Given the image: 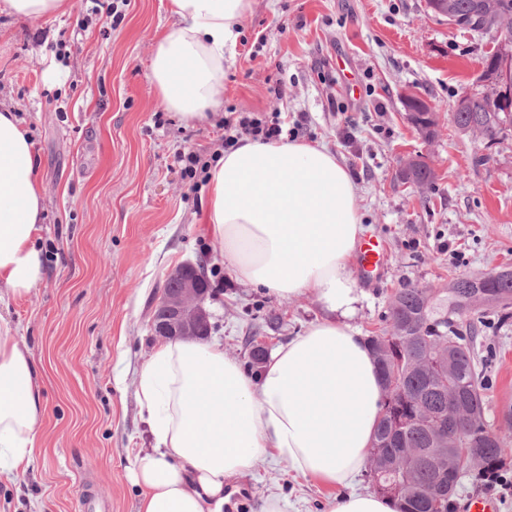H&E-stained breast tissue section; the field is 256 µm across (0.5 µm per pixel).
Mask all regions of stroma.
<instances>
[{"mask_svg":"<svg viewBox=\"0 0 512 512\" xmlns=\"http://www.w3.org/2000/svg\"><path fill=\"white\" fill-rule=\"evenodd\" d=\"M170 21L167 0H130L116 23L96 0L35 21L0 13V96L34 143L45 198L44 276L23 300L0 304V317L39 360L46 402L32 468L0 477V512H82L88 494L136 512L132 463L154 446L138 373L159 341L153 304L178 266L209 272L211 338L242 365L250 334L273 350L322 317L314 295L278 301L237 283L204 232L205 193L176 157L217 149L226 113H282L298 139L327 145L349 172L365 234L387 248L379 277L358 283L364 335L385 327L399 288L512 267V129L487 148L449 112L481 91L489 38L450 26L427 0H256L224 64L223 111L187 126L149 78L154 38ZM410 97L435 105L433 141L413 128ZM415 155L436 173L422 193L400 174ZM271 316L278 330L265 327ZM476 353L496 424L512 402V321L489 318ZM505 442L500 479L466 482L462 500L489 497L512 512V433ZM231 484L249 490L233 512H261L271 498L286 512H326L332 495L269 459Z\"/></svg>","mask_w":512,"mask_h":512,"instance_id":"35a3bbf8","label":"stroma"}]
</instances>
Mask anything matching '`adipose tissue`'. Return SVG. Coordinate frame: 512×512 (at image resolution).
Masks as SVG:
<instances>
[{
    "mask_svg": "<svg viewBox=\"0 0 512 512\" xmlns=\"http://www.w3.org/2000/svg\"><path fill=\"white\" fill-rule=\"evenodd\" d=\"M255 0H168L150 77L186 122L224 102L225 54ZM33 143L0 103V291L25 298L42 279L44 196ZM356 186L326 145L247 140L211 162L202 221L241 285L278 300L312 294L330 316L250 374L211 341L168 340L139 371L137 397L156 445L132 478L138 512H223L227 480L266 458L335 489L329 512H401L398 500L351 491L366 467L383 398L353 259L364 232ZM45 402L38 362L0 325V473L26 471Z\"/></svg>",
    "mask_w": 512,
    "mask_h": 512,
    "instance_id": "ef3b65f1",
    "label": "adipose tissue"
}]
</instances>
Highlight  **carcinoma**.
Segmentation results:
<instances>
[{
  "label": "carcinoma",
  "instance_id": "carcinoma-1",
  "mask_svg": "<svg viewBox=\"0 0 512 512\" xmlns=\"http://www.w3.org/2000/svg\"><path fill=\"white\" fill-rule=\"evenodd\" d=\"M447 4L448 16L471 15L478 27L512 41V0ZM451 120L477 139L495 140L512 126V100L499 103L489 84L462 111L451 112ZM411 123L425 140L435 137V116L421 115ZM402 176L420 188L431 185L435 173L410 159ZM491 312L503 323L512 319V278L461 275L437 291L398 289L382 329V335L398 342L367 337L384 389L392 386L396 393L392 402L382 401L374 437L378 448L368 469L373 479L384 472L397 478V489L385 495L402 502L401 512H453L464 479L491 482L507 465L504 439L486 418L485 387L474 352L479 325ZM463 440L483 449L478 467L460 465L456 443Z\"/></svg>",
  "mask_w": 512,
  "mask_h": 512
}]
</instances>
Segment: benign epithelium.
Listing matches in <instances>:
<instances>
[{"label":"benign epithelium","mask_w":512,"mask_h":512,"mask_svg":"<svg viewBox=\"0 0 512 512\" xmlns=\"http://www.w3.org/2000/svg\"><path fill=\"white\" fill-rule=\"evenodd\" d=\"M512 55V44L499 40V51L493 59L482 63L480 82H486V74L497 71L496 86L500 97L512 94V77L503 64V59ZM170 277L178 287L162 290L152 326L157 336L163 339H205L211 331L210 313L204 306L208 289L202 282L198 266L182 265L176 268Z\"/></svg>","instance_id":"7a95c632"}]
</instances>
